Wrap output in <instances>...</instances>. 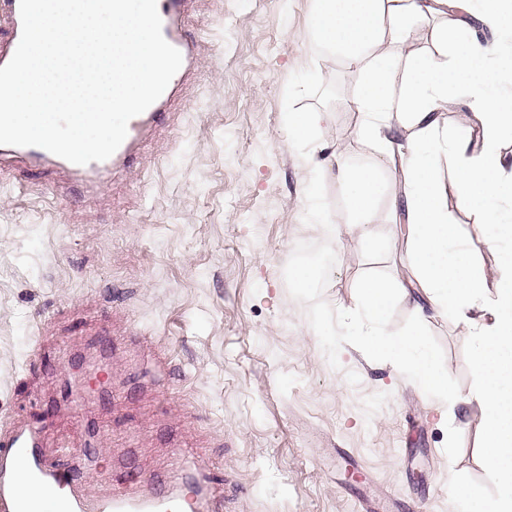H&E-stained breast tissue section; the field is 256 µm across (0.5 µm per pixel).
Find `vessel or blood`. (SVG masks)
<instances>
[{
  "instance_id": "vessel-or-blood-1",
  "label": "vessel or blood",
  "mask_w": 512,
  "mask_h": 512,
  "mask_svg": "<svg viewBox=\"0 0 512 512\" xmlns=\"http://www.w3.org/2000/svg\"><path fill=\"white\" fill-rule=\"evenodd\" d=\"M190 0H157L165 39L182 55V65L164 93L146 111L133 117L127 136L107 160L76 165L42 148L13 147L12 152L34 166L66 170L90 189H97L117 168L130 163L138 146L163 118L161 109L174 97L178 86L189 79L198 46L185 32ZM6 20L10 35L0 39V66L12 58L22 33L19 0H0V20ZM98 461L94 448L78 452L61 450L47 460L37 428L28 427L0 441V512H222V499L206 476L186 468L175 476L142 479L133 469L114 474L105 468L108 481H120L122 488L107 495H94L83 488L76 457ZM45 488L49 499L35 502L21 491L22 484Z\"/></svg>"
}]
</instances>
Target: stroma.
Here are the masks:
<instances>
[{
    "label": "stroma",
    "instance_id": "35a3bbf8",
    "mask_svg": "<svg viewBox=\"0 0 512 512\" xmlns=\"http://www.w3.org/2000/svg\"><path fill=\"white\" fill-rule=\"evenodd\" d=\"M313 7L191 0L195 71L130 166L96 193L0 162V432L38 425L49 451L100 434L114 464L144 477L192 451L227 491L228 512H460L457 483L499 491L478 409L463 403L441 420L392 364L349 344L332 369L286 288L296 243L324 238L303 222L314 148L378 155L348 103L363 74L325 59L310 34ZM292 109L321 113L315 143L292 137ZM448 210L473 241L472 261L495 279L490 228L456 201ZM401 216L388 201L369 229L391 240L375 265L406 281ZM334 223L337 264L323 298L350 310L358 277L375 265L354 224L339 211ZM415 324L465 400L474 383L465 331L392 301L386 331ZM78 353L102 361L110 401L91 390L74 406ZM342 448L363 477L350 476Z\"/></svg>",
    "mask_w": 512,
    "mask_h": 512
}]
</instances>
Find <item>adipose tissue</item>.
<instances>
[{
    "instance_id": "adipose-tissue-1",
    "label": "adipose tissue",
    "mask_w": 512,
    "mask_h": 512,
    "mask_svg": "<svg viewBox=\"0 0 512 512\" xmlns=\"http://www.w3.org/2000/svg\"><path fill=\"white\" fill-rule=\"evenodd\" d=\"M452 8L465 14L453 31L446 22ZM430 17L436 20V52L423 61L401 58L398 51L413 27ZM311 30L331 58L362 71L352 95L361 131L382 153L398 158L403 180L406 258L414 280H363L359 334L368 350L396 365L451 415L459 398L420 331L390 336L383 325L397 299L418 311L431 306L467 328L476 378L469 400L483 413L484 459L504 490L477 504L467 484H456L455 494L464 512H512V211L500 205L512 195V160L499 146L502 134L512 132V92L502 89L512 83V0H315ZM397 66L405 73L398 92L392 78ZM454 73L466 76L475 110L471 121L450 133L435 112L454 90ZM399 124L411 130L400 146L393 133ZM440 151L458 160V206L479 208L482 223L497 229L484 240L499 255L495 280L468 260L471 244L451 220L446 186L433 161Z\"/></svg>"
}]
</instances>
